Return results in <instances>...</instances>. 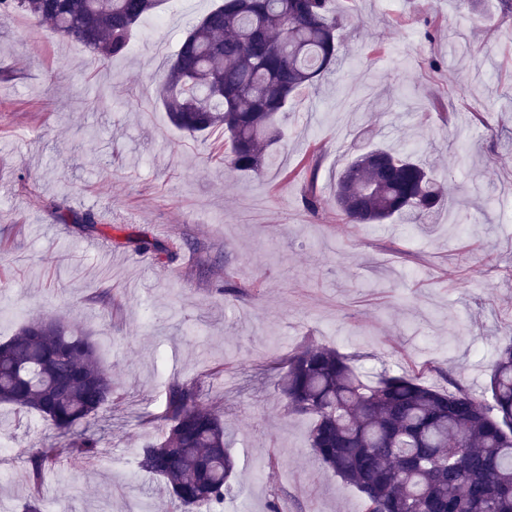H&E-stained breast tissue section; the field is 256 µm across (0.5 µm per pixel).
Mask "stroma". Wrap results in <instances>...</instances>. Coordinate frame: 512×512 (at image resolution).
Instances as JSON below:
<instances>
[{"mask_svg": "<svg viewBox=\"0 0 512 512\" xmlns=\"http://www.w3.org/2000/svg\"><path fill=\"white\" fill-rule=\"evenodd\" d=\"M216 2L165 0L163 24L142 20L107 66L0 16V341L60 314L96 341L116 390L90 422L100 456L79 465L68 436L0 404V512L31 495L25 461L38 448L64 471L47 475L42 512H171L138 459L175 381L200 387L233 436L224 512L275 500L282 512H361L275 386V364L308 341L370 378L415 367L432 385L451 375L490 395L487 366L512 339V12L503 0H335V67L281 114L269 165L243 173L227 168L223 133L178 132L154 94ZM413 144L448 187L431 228L337 216L334 185L355 155ZM57 206L96 212L104 232L58 223ZM139 232L165 252L123 247ZM228 270L238 292L224 290Z\"/></svg>", "mask_w": 512, "mask_h": 512, "instance_id": "obj_1", "label": "stroma"}]
</instances>
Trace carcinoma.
Listing matches in <instances>:
<instances>
[{
  "mask_svg": "<svg viewBox=\"0 0 512 512\" xmlns=\"http://www.w3.org/2000/svg\"><path fill=\"white\" fill-rule=\"evenodd\" d=\"M164 0H0V15L22 12L38 26L108 62L126 54L134 31ZM333 0H219L183 35L155 89L169 122L189 136L221 130L225 162L259 172L281 138L277 117L336 62L340 20ZM421 148L359 154L336 181V210L350 224L394 218L425 227L446 202ZM88 234L98 218L56 212ZM122 246L165 251L146 235ZM491 401L453 383L428 384L415 369L363 379L353 359L309 342L281 361L276 386L290 415L312 420L309 446L320 466L353 486L361 512H512V344L489 369ZM112 375L95 341L58 315L26 321L0 343V403L37 414L73 436L76 463L94 460L100 441L75 430L112 402ZM165 431L139 455L141 471L163 481L178 512H223L235 460L222 416L194 384L166 392ZM54 466L35 451L25 474L40 512V488Z\"/></svg>",
  "mask_w": 512,
  "mask_h": 512,
  "instance_id": "carcinoma-1",
  "label": "carcinoma"
}]
</instances>
